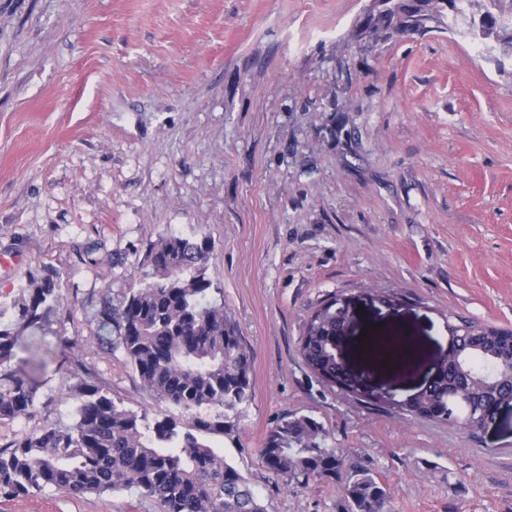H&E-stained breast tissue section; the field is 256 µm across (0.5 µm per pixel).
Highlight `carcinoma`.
<instances>
[{
	"label": "carcinoma",
	"mask_w": 512,
	"mask_h": 512,
	"mask_svg": "<svg viewBox=\"0 0 512 512\" xmlns=\"http://www.w3.org/2000/svg\"><path fill=\"white\" fill-rule=\"evenodd\" d=\"M367 19L376 31L425 32L438 21V0H381ZM212 249L203 232L170 235L149 254L151 280L94 314L96 341L120 352L150 395L181 413L147 423L146 415L86 380L71 390L73 421L45 423L0 447V497L46 489L81 497L129 493L157 512H267L249 481L208 440L224 434V411L252 398L253 352L224 304L209 299ZM59 274L32 278L26 294L0 304V368L16 356L20 332L45 330L62 298ZM336 298L309 316L299 353L321 382L349 388L336 360ZM456 359L439 364V379L411 402L391 406L400 416L455 423L473 433L494 403L512 402V330L462 319L453 326ZM39 386L30 376L0 372V420L29 415ZM323 427L306 415L284 416L269 431L262 456L286 482H339L347 512H390L386 488L368 468L325 445Z\"/></svg>",
	"instance_id": "carcinoma-1"
}]
</instances>
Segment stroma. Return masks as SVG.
Here are the masks:
<instances>
[{"label": "stroma", "instance_id": "obj_1", "mask_svg": "<svg viewBox=\"0 0 512 512\" xmlns=\"http://www.w3.org/2000/svg\"><path fill=\"white\" fill-rule=\"evenodd\" d=\"M371 0H0V303L57 271L47 330L21 333L30 418L0 446L71 420L92 377L148 419L179 412L98 345L93 313L138 286L162 237L202 231L207 274L254 352L253 396L213 442L268 512H346L339 484L284 485L261 449L288 414L375 472L392 512H512V407L469 434L329 389L298 341L348 300V366L411 398L467 318L512 328V26L478 0L426 33L363 29ZM400 336L412 363L379 355ZM72 349H62V341ZM0 512H155L53 490Z\"/></svg>", "mask_w": 512, "mask_h": 512}]
</instances>
